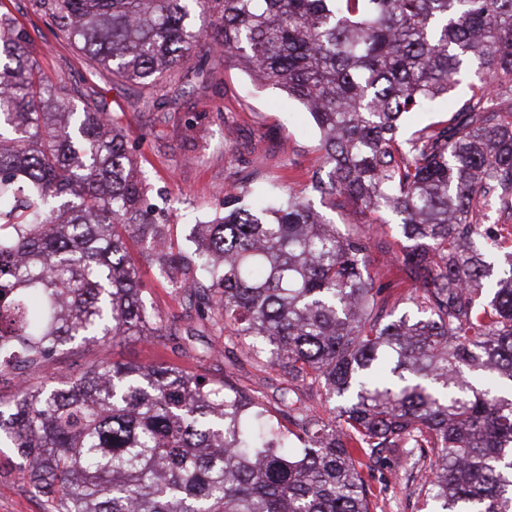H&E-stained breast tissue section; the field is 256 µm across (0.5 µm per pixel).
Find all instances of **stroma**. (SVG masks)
I'll use <instances>...</instances> for the list:
<instances>
[{"instance_id":"obj_1","label":"stroma","mask_w":512,"mask_h":512,"mask_svg":"<svg viewBox=\"0 0 512 512\" xmlns=\"http://www.w3.org/2000/svg\"><path fill=\"white\" fill-rule=\"evenodd\" d=\"M4 13L26 30L28 51L48 77L88 85L120 126L139 135L136 150L149 197L163 208L166 237L184 261L195 257L198 223L222 212L229 173L242 180L257 177L268 192L289 186L295 193L307 194L311 176L321 165L320 132L305 106L282 90L259 84L217 57L212 61L208 87H194L164 111L153 112L136 104L130 92L114 84L109 75H92L84 55L68 39L53 33L47 19L34 12L32 0H0V14ZM470 94L468 83L459 84L438 99L432 111L410 117L404 136L447 121ZM315 206L341 231L366 230L391 250H399L402 238L387 210L362 215L350 205L334 206L327 200L316 201ZM128 251L155 315L178 327L179 338L148 341L131 337L64 349L39 374V381L74 379L101 361H165L261 391L271 418L280 420L277 396L287 385L280 372L260 365L239 367L229 355L198 363L195 353L205 339L188 333L196 324L194 298L157 276L145 240L130 239ZM10 455V449L0 450V512H50L49 501L35 493L9 464ZM364 477L372 491L385 493L376 512H432L410 464L395 455L383 454L374 468L365 470Z\"/></svg>"}]
</instances>
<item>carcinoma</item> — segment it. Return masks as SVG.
<instances>
[{
	"label": "carcinoma",
	"mask_w": 512,
	"mask_h": 512,
	"mask_svg": "<svg viewBox=\"0 0 512 512\" xmlns=\"http://www.w3.org/2000/svg\"><path fill=\"white\" fill-rule=\"evenodd\" d=\"M112 80L157 88L224 62L297 99L321 133L311 196L244 202L198 227L199 253L152 254L197 295L221 346L288 379L261 397L177 366L103 361L31 378L61 349L172 328L150 311L125 235L163 236L130 133L100 102L49 80L0 15V447L54 512H371L362 467L388 451L428 462L437 512H512V0H32ZM213 18L196 28L191 14ZM476 64L441 126L399 140ZM389 209L392 265L416 313L387 310L366 268L376 240L342 233L312 197ZM316 389L324 410L296 406ZM302 447L297 448L293 439Z\"/></svg>",
	"instance_id": "1"
}]
</instances>
